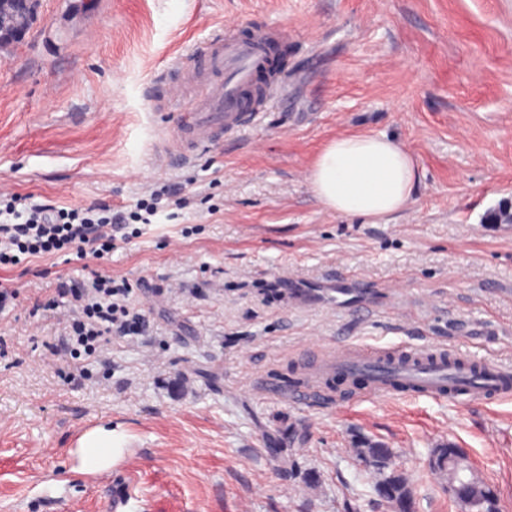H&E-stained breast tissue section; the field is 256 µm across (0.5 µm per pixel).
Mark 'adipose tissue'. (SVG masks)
I'll use <instances>...</instances> for the list:
<instances>
[{
  "label": "adipose tissue",
  "instance_id": "obj_1",
  "mask_svg": "<svg viewBox=\"0 0 512 512\" xmlns=\"http://www.w3.org/2000/svg\"><path fill=\"white\" fill-rule=\"evenodd\" d=\"M417 181L411 155L396 141L378 135L339 136L329 141L315 160L310 187L336 214L379 219L399 212ZM122 451L114 433L95 430L82 440L77 453L83 469L108 467Z\"/></svg>",
  "mask_w": 512,
  "mask_h": 512
}]
</instances>
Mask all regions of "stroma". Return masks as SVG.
Segmentation results:
<instances>
[{
	"mask_svg": "<svg viewBox=\"0 0 512 512\" xmlns=\"http://www.w3.org/2000/svg\"><path fill=\"white\" fill-rule=\"evenodd\" d=\"M288 33L284 91L255 127L176 165L155 155L187 106L168 82L215 36ZM385 135L419 180L387 220L336 214L307 175L349 134ZM0 184L66 208L184 198L117 249L149 326L97 360L53 353L71 312L36 258L0 312V512H104L77 434L113 431L112 463L148 512H393L357 459L372 442L412 512H462L436 448L455 444L512 512V399L288 396L311 355L349 341L448 346L512 365V0H42L0 52ZM344 269L370 293L339 309Z\"/></svg>",
	"mask_w": 512,
	"mask_h": 512,
	"instance_id": "35a3bbf8",
	"label": "stroma"
}]
</instances>
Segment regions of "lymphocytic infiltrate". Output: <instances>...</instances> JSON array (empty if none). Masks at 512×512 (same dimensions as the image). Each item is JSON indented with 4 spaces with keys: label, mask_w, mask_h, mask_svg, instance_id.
Returning <instances> with one entry per match:
<instances>
[{
    "label": "lymphocytic infiltrate",
    "mask_w": 512,
    "mask_h": 512,
    "mask_svg": "<svg viewBox=\"0 0 512 512\" xmlns=\"http://www.w3.org/2000/svg\"><path fill=\"white\" fill-rule=\"evenodd\" d=\"M161 196L151 193L128 215L113 217L110 207L60 208L14 192H0V269L43 256L107 263L119 243L139 237L144 216L155 215ZM60 298L73 311L62 347L72 358L97 357L106 336H138L146 318L131 299L127 280L92 271L89 281H60Z\"/></svg>",
    "instance_id": "f902f5d3"
}]
</instances>
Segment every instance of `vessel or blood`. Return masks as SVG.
Wrapping results in <instances>:
<instances>
[{
  "instance_id": "b4317fda",
  "label": "vessel or blood",
  "mask_w": 512,
  "mask_h": 512,
  "mask_svg": "<svg viewBox=\"0 0 512 512\" xmlns=\"http://www.w3.org/2000/svg\"><path fill=\"white\" fill-rule=\"evenodd\" d=\"M283 31L253 29L235 37H214L204 47L206 69H192L173 99H188L176 140L164 152L187 160L227 133L259 123L262 111L245 107L242 93L253 87L275 44L287 41ZM362 379L347 392L353 406L380 397L411 396L433 401L483 404L512 398V368L489 359H474L436 346L365 349L350 344L322 355L298 384L291 399L307 403L326 398L332 380Z\"/></svg>"
}]
</instances>
